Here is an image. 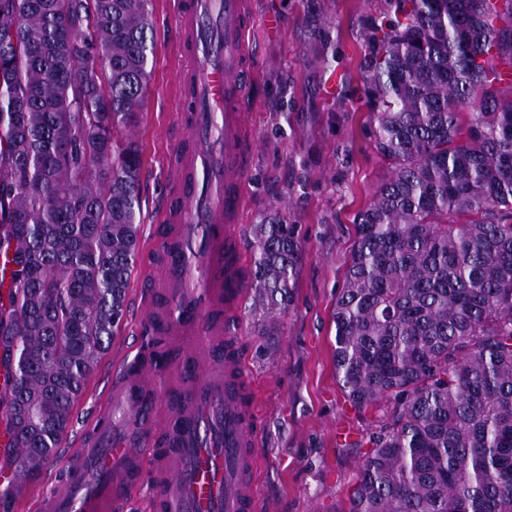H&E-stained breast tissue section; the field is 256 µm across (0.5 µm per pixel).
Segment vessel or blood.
<instances>
[{
    "label": "vessel or blood",
    "mask_w": 512,
    "mask_h": 512,
    "mask_svg": "<svg viewBox=\"0 0 512 512\" xmlns=\"http://www.w3.org/2000/svg\"><path fill=\"white\" fill-rule=\"evenodd\" d=\"M251 0H175L176 32L194 66L180 75L194 110L174 148L176 193L160 220L162 292L143 270L138 320L161 329L183 359L159 370L143 343L113 363L105 411L76 438L63 475L39 512H127L134 487L153 472L150 512H264L258 495L259 434L230 345L246 284L237 225L255 147L246 125ZM185 383L169 403L172 380Z\"/></svg>",
    "instance_id": "obj_1"
}]
</instances>
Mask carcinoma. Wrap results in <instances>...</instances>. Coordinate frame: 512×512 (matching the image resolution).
<instances>
[{
	"label": "carcinoma",
	"instance_id": "1",
	"mask_svg": "<svg viewBox=\"0 0 512 512\" xmlns=\"http://www.w3.org/2000/svg\"><path fill=\"white\" fill-rule=\"evenodd\" d=\"M364 82L388 174L359 213L334 366L377 419L338 512H512V0H385ZM151 0H0V420L19 483L58 454L127 307L140 245ZM255 302L278 324L295 225L250 227ZM160 361L181 359L146 337ZM17 497L0 485V512Z\"/></svg>",
	"mask_w": 512,
	"mask_h": 512
}]
</instances>
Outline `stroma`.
<instances>
[{
    "label": "stroma",
    "instance_id": "35a3bbf8",
    "mask_svg": "<svg viewBox=\"0 0 512 512\" xmlns=\"http://www.w3.org/2000/svg\"><path fill=\"white\" fill-rule=\"evenodd\" d=\"M172 0H153L155 54L142 121L134 128L146 163L140 178V239L168 233L155 213L175 184L171 146L189 110L173 77L187 60L177 43ZM251 134L258 149L245 184L242 228L278 215L295 225L304 253L294 301L268 332L251 290L238 306L237 342L256 393L258 491L272 512H337L351 492L379 410L353 407L336 379L332 312L343 285L355 223L385 178L375 150L360 63L365 33L384 0H253ZM140 336L127 312L108 355L89 374L61 446L69 448L99 395L115 355ZM348 436H337V425Z\"/></svg>",
    "mask_w": 512,
    "mask_h": 512
}]
</instances>
